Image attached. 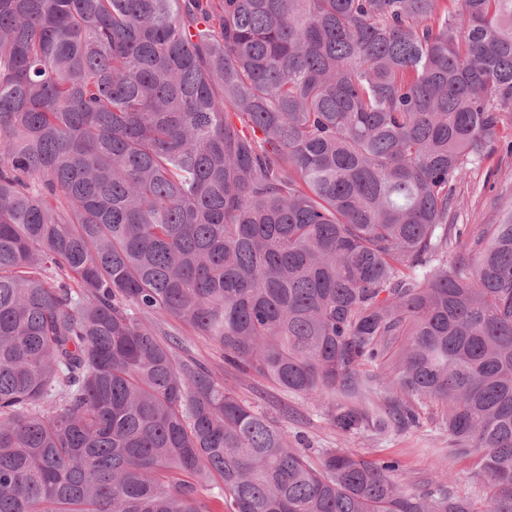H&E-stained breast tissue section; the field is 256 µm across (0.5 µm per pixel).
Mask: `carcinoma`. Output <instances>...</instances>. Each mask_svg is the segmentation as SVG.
Returning a JSON list of instances; mask_svg holds the SVG:
<instances>
[{
  "label": "carcinoma",
  "instance_id": "1",
  "mask_svg": "<svg viewBox=\"0 0 512 512\" xmlns=\"http://www.w3.org/2000/svg\"><path fill=\"white\" fill-rule=\"evenodd\" d=\"M501 142L512 0H0V512H475L193 335L344 435L433 408L512 512V214L455 223ZM188 346L224 387L272 420L297 448H308L315 462L331 448H346L369 462L396 459L400 463L396 477L407 490L417 492L438 489L441 471L448 470V488L471 498L477 511L483 510L485 495L477 459L448 461V428L438 416L425 414L413 428L389 423L383 430L364 428L343 435L330 423L327 401L288 394L251 370L225 365L223 352L200 336L192 337Z\"/></svg>",
  "mask_w": 512,
  "mask_h": 512
}]
</instances>
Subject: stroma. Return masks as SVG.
<instances>
[{
  "instance_id": "35a3bbf8",
  "label": "stroma",
  "mask_w": 512,
  "mask_h": 512,
  "mask_svg": "<svg viewBox=\"0 0 512 512\" xmlns=\"http://www.w3.org/2000/svg\"><path fill=\"white\" fill-rule=\"evenodd\" d=\"M456 221L479 226L499 223L512 211V153L497 150L481 167L471 170L458 187ZM192 354L241 400L266 415L288 439L319 459L332 448H344L369 461L397 460L398 479L407 490L438 489L440 474H447L455 494L483 506L482 476L476 459H449L448 430L439 417L422 416L418 426L403 429L388 425L382 430L364 428L344 435L330 423L327 401H315L284 392L251 371L225 365L221 350L195 336L188 343Z\"/></svg>"
}]
</instances>
